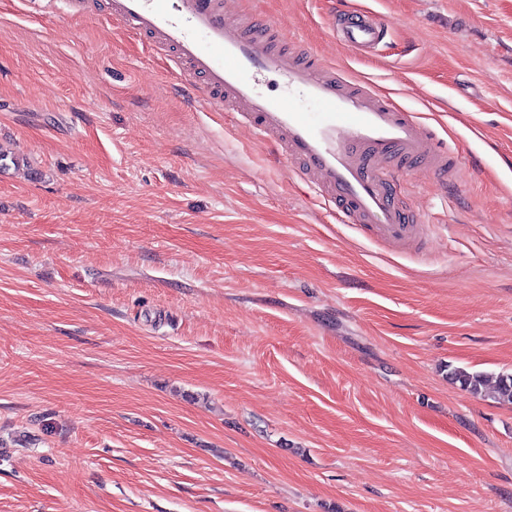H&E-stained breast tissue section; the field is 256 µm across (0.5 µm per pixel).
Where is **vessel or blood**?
<instances>
[{
  "mask_svg": "<svg viewBox=\"0 0 512 512\" xmlns=\"http://www.w3.org/2000/svg\"><path fill=\"white\" fill-rule=\"evenodd\" d=\"M112 19L170 55L196 98L241 116L272 143L297 176L334 203L344 222L375 239L404 243L417 234L392 195L401 166L451 185L461 157L438 147L433 131L369 86L352 82L284 31L229 19L224 0H110ZM337 39L376 51L386 35L375 15L332 18ZM284 92H264L268 77Z\"/></svg>",
  "mask_w": 512,
  "mask_h": 512,
  "instance_id": "obj_1",
  "label": "vessel or blood"
}]
</instances>
